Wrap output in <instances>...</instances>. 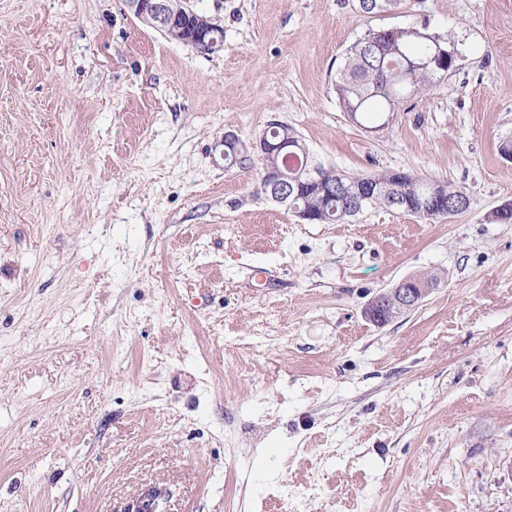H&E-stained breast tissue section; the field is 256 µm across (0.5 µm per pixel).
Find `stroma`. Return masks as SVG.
<instances>
[{"label": "stroma", "instance_id": "1", "mask_svg": "<svg viewBox=\"0 0 512 512\" xmlns=\"http://www.w3.org/2000/svg\"><path fill=\"white\" fill-rule=\"evenodd\" d=\"M190 4L221 51L122 0H0V512H118L148 485L166 512H512V0ZM409 26L453 69L357 125L349 48ZM273 119L470 206L304 223L258 187ZM408 276L438 284L370 323ZM412 278L399 281L393 288L380 293L365 309V315L373 323L384 325L397 315L417 306L430 288ZM410 286V287H409ZM412 286V287H411Z\"/></svg>", "mask_w": 512, "mask_h": 512}]
</instances>
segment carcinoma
I'll use <instances>...</instances> for the list:
<instances>
[{
	"instance_id": "carcinoma-1",
	"label": "carcinoma",
	"mask_w": 512,
	"mask_h": 512,
	"mask_svg": "<svg viewBox=\"0 0 512 512\" xmlns=\"http://www.w3.org/2000/svg\"><path fill=\"white\" fill-rule=\"evenodd\" d=\"M399 0H357L364 14L380 12V7H396ZM442 40L427 32L417 35L405 28L393 31L370 30L350 48L344 67L336 80V93L343 111L353 116L356 124L386 122L385 114L400 104L414 99L444 79L448 63L433 62ZM267 165L278 167L293 180H300L314 157L295 152L266 157ZM323 185L301 184L298 194L288 197L286 208L296 213H315L322 224H346L360 213L351 191L367 195L371 184H387L398 177L396 172L360 175L317 163ZM410 191L402 195L401 211H416V199L428 195L435 186L451 197L469 199L467 192L447 181L416 175H405Z\"/></svg>"
}]
</instances>
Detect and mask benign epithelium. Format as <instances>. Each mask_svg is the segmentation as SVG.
<instances>
[{"instance_id": "7a95c632", "label": "benign epithelium", "mask_w": 512, "mask_h": 512, "mask_svg": "<svg viewBox=\"0 0 512 512\" xmlns=\"http://www.w3.org/2000/svg\"><path fill=\"white\" fill-rule=\"evenodd\" d=\"M129 13L139 21L163 31L166 35L180 42L190 44L202 51H217L223 46V40L212 36L211 18L205 15L195 16L191 34L184 38L179 30L180 24L169 7V0H124ZM259 147L266 155L294 150L296 143L283 138L271 143L259 140ZM265 182L270 197L288 202V195L298 192L299 183L288 182L286 175L275 167L266 169ZM428 289L412 278L399 281L394 287L380 293L365 309L367 318L375 323H387L397 315L417 306L426 296ZM167 491L161 486H148L133 496L124 506L122 512H163Z\"/></svg>"}]
</instances>
